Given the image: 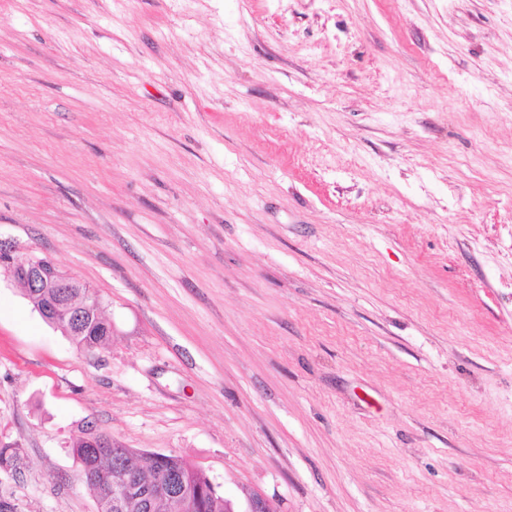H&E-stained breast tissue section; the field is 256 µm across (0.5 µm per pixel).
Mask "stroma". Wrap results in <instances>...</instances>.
<instances>
[{"instance_id": "35a3bbf8", "label": "stroma", "mask_w": 512, "mask_h": 512, "mask_svg": "<svg viewBox=\"0 0 512 512\" xmlns=\"http://www.w3.org/2000/svg\"><path fill=\"white\" fill-rule=\"evenodd\" d=\"M0 470L86 426L271 512H512V0H0ZM0 255V268L3 267L8 277L22 285L30 299L39 297L41 304L37 310L50 325L66 336H73L77 344L88 351L104 348L110 335L103 324L90 326L82 336L86 313L92 319L105 322L101 319L102 304L96 294L91 297V302L85 296V302L75 306L72 304V294L82 296L83 288L90 289L62 272L54 263L48 268L36 257L14 259L10 252L2 249Z\"/></svg>"}]
</instances>
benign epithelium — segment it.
<instances>
[{
  "label": "benign epithelium",
  "mask_w": 512,
  "mask_h": 512,
  "mask_svg": "<svg viewBox=\"0 0 512 512\" xmlns=\"http://www.w3.org/2000/svg\"><path fill=\"white\" fill-rule=\"evenodd\" d=\"M0 267L5 274L17 281L30 298L41 300L38 311L52 326L67 336H80L83 333L86 318L101 319L102 304L98 296L79 306L72 304V295L82 294L84 285L74 277L62 272L56 265L45 266L41 260L29 258L18 260L0 249ZM184 495L172 481L157 479L146 481L138 469L127 466L124 471L121 496L123 500L138 508H153L161 496ZM227 512H268V503L260 495L247 497L244 508L236 510L231 501L224 502Z\"/></svg>",
  "instance_id": "benign-epithelium-1"
}]
</instances>
